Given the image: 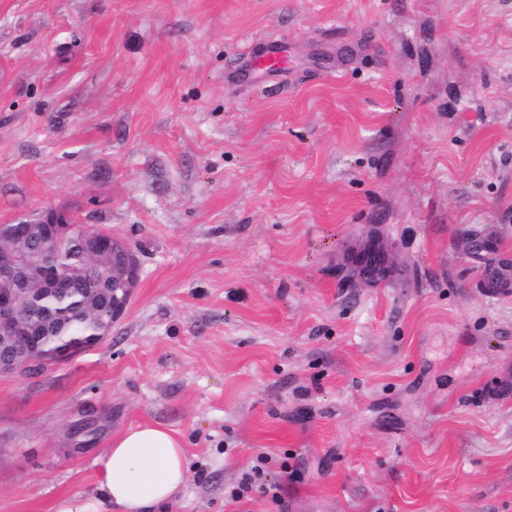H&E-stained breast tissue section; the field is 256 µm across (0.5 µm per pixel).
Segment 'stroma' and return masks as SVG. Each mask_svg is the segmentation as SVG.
I'll return each mask as SVG.
<instances>
[{
    "label": "stroma",
    "instance_id": "1",
    "mask_svg": "<svg viewBox=\"0 0 512 512\" xmlns=\"http://www.w3.org/2000/svg\"><path fill=\"white\" fill-rule=\"evenodd\" d=\"M50 208L139 278L0 376V512L95 497L149 421L190 461L168 512H512V290L462 247L512 253V0H0V224ZM369 224L392 274L337 281ZM251 64L255 71L267 74L284 69L287 65V60L279 46L271 44L260 53L255 54L251 60Z\"/></svg>",
    "mask_w": 512,
    "mask_h": 512
}]
</instances>
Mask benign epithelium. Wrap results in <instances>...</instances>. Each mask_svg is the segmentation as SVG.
I'll return each mask as SVG.
<instances>
[{"mask_svg": "<svg viewBox=\"0 0 512 512\" xmlns=\"http://www.w3.org/2000/svg\"><path fill=\"white\" fill-rule=\"evenodd\" d=\"M70 219V215L58 210H45L37 224H8V236L19 244L32 240L39 242L42 252L54 255L62 246L78 242L87 258L112 259V283L106 291L112 299L114 314L112 321L99 325L97 339L76 347L61 346L49 350L45 347L39 326L30 321L25 310L34 295L45 296L51 293L67 294L74 287V279L60 271L55 264L45 263L34 267L16 248L0 247V374H17L42 363L64 362L83 353L109 334L112 323L121 319L127 312L134 288H136L139 265L132 247L108 230L95 229L89 225L64 224L59 217ZM383 224H369L366 242L356 253H380L389 261L380 266L374 262L368 269L349 262L336 266V276L343 280L359 279L376 283L384 279L392 268L393 249L382 245ZM487 232L471 231L466 234L467 255L474 259L487 255L485 248L490 241L485 239Z\"/></svg>", "mask_w": 512, "mask_h": 512, "instance_id": "7a95c632", "label": "benign epithelium"}]
</instances>
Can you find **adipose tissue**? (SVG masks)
<instances>
[{
    "label": "adipose tissue",
    "mask_w": 512,
    "mask_h": 512,
    "mask_svg": "<svg viewBox=\"0 0 512 512\" xmlns=\"http://www.w3.org/2000/svg\"><path fill=\"white\" fill-rule=\"evenodd\" d=\"M189 473V459L175 433L142 423L113 437L99 484L100 497L62 500L57 512H164Z\"/></svg>",
    "instance_id": "1"
}]
</instances>
